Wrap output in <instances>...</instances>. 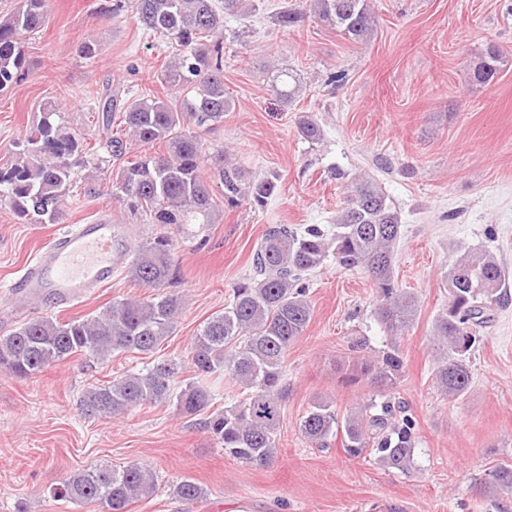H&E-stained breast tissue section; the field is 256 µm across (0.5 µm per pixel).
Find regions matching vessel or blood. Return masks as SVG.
Returning <instances> with one entry per match:
<instances>
[{"label":"vessel or blood","instance_id":"1","mask_svg":"<svg viewBox=\"0 0 512 512\" xmlns=\"http://www.w3.org/2000/svg\"><path fill=\"white\" fill-rule=\"evenodd\" d=\"M134 240L127 225L105 214L56 232L10 285L15 296L66 309L108 286L126 263Z\"/></svg>","mask_w":512,"mask_h":512}]
</instances>
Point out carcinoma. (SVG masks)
<instances>
[{
	"instance_id": "obj_1",
	"label": "carcinoma",
	"mask_w": 512,
	"mask_h": 512,
	"mask_svg": "<svg viewBox=\"0 0 512 512\" xmlns=\"http://www.w3.org/2000/svg\"><path fill=\"white\" fill-rule=\"evenodd\" d=\"M306 3L323 26L355 42L376 26L369 0H296L295 7L279 13L277 22L285 28L299 25L307 15ZM129 7L143 30L179 47L162 66L160 84L168 90L190 87L194 96L182 112L175 111L165 96L129 102L124 122L131 143L111 139L107 147L120 156L135 145L140 155L119 170L112 195L122 199L130 213L149 214L153 224L172 225L179 231L192 221L212 224L214 204L204 177L202 133L224 122V113L232 109L224 93V16L254 11V0H112V17ZM50 9L51 0H20L15 11L0 16V91L12 88L27 71L23 39L45 26ZM503 63L502 50L488 45L473 68L474 79L491 83ZM272 87L288 104L299 93V78L287 67L277 68ZM56 116L55 105L46 103L36 126L16 142L13 160L0 166V205H6L20 224L58 223L75 169L85 165L86 147ZM186 118L197 130L180 131ZM299 132L312 144L323 137L309 115L300 121ZM160 143L167 152H151ZM215 177L231 208L245 202L262 209L276 190L275 179L248 180L243 169L224 160ZM400 234V213L382 187L372 178L352 179L335 230L282 224L267 229L253 255L255 277L239 282L224 312L207 319L193 338L189 357L195 377L182 378V362L163 359L144 372L86 390L81 399L84 414L114 417L148 405H172L187 414L206 411L215 400L207 380L224 372L242 390V397L210 413L206 429L225 456L251 467L267 466L276 453L288 391L284 375L288 350L312 316L302 274L329 258L344 269H363L375 288L380 320L392 331H405L417 307L415 297L399 288L394 276ZM128 272L154 293L115 301L91 318L41 317L0 335V370L28 378L75 354L104 361L115 352L156 350L174 333L184 304L183 296L165 290L175 273L172 238L163 235L137 246ZM504 278L503 266L490 251L461 254L448 267V311L435 320L432 338L442 354L435 383L446 397L457 399L470 387L469 357L479 341L474 328L490 321L493 309L502 304ZM401 366L395 351L359 364L352 380H365L374 388L369 403L341 418L332 400L314 399L299 423L303 437L326 448L341 433L347 455L359 457L369 451L380 465L410 472L415 422L409 415L396 417L392 403ZM481 489L489 495L512 493V465L492 468ZM164 490L185 506V512L206 496V490L189 476L164 488L155 470L132 461L119 469L105 465L75 471L51 490L50 498L64 503L94 501L104 512H129L133 501Z\"/></svg>"
}]
</instances>
